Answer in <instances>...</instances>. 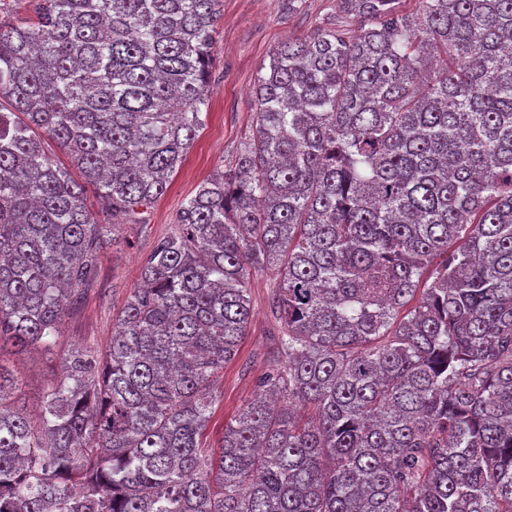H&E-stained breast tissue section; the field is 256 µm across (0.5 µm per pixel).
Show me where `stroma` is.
I'll return each instance as SVG.
<instances>
[{
	"mask_svg": "<svg viewBox=\"0 0 512 512\" xmlns=\"http://www.w3.org/2000/svg\"><path fill=\"white\" fill-rule=\"evenodd\" d=\"M213 45L210 83L213 94L205 128L173 176L167 194L136 221L118 226L112 243L103 249L99 272L82 303L66 320L63 333L48 350L17 351L0 348V366L17 386L13 402L37 413L45 391L62 374L64 357L76 347L105 349L112 322L127 297L140 284V271L154 243L174 229V218L198 184L227 164L248 140L255 123L252 91L263 64L282 42L308 34L336 17V0H222ZM270 271L250 278L252 317L234 360L219 379V399L206 431L208 443H217L229 420L257 391V381L269 368L275 349L268 292Z\"/></svg>",
	"mask_w": 512,
	"mask_h": 512,
	"instance_id": "stroma-1",
	"label": "stroma"
}]
</instances>
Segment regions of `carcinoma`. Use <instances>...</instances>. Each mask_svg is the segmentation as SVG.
<instances>
[{"label": "carcinoma", "mask_w": 512, "mask_h": 512, "mask_svg": "<svg viewBox=\"0 0 512 512\" xmlns=\"http://www.w3.org/2000/svg\"><path fill=\"white\" fill-rule=\"evenodd\" d=\"M220 2L0 24V345L51 348L114 229L167 192ZM399 2L337 0L272 53L251 137L37 419L0 366V512H512V0ZM256 269L276 358L214 455Z\"/></svg>", "instance_id": "1"}]
</instances>
